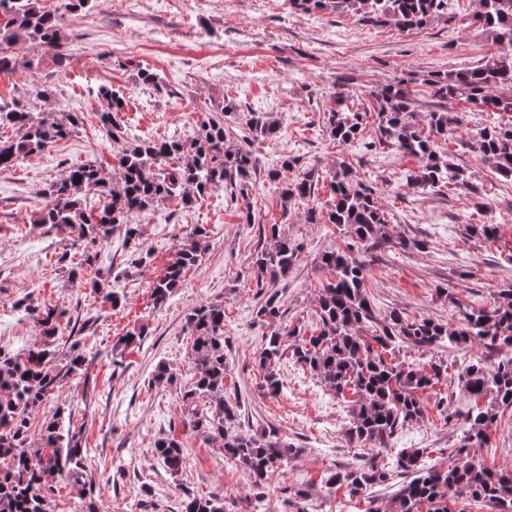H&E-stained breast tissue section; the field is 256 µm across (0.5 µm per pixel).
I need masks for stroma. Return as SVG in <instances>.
<instances>
[{
    "instance_id": "stroma-1",
    "label": "stroma",
    "mask_w": 512,
    "mask_h": 512,
    "mask_svg": "<svg viewBox=\"0 0 512 512\" xmlns=\"http://www.w3.org/2000/svg\"><path fill=\"white\" fill-rule=\"evenodd\" d=\"M477 10L478 0H449L447 13L423 29L408 30L364 25L346 13L292 10L287 0H93L66 17L65 65L39 47L17 49L14 70L0 72V98L33 112L71 110L80 113L82 125L52 150L0 169V348L18 351L40 341L38 327L14 307L27 294L67 308L80 324L73 338L86 356L89 382L66 380L38 416L51 417L60 407L81 429L104 512H181L186 491L222 496L228 512H366V499L324 483L326 473L359 454L346 435L352 400L337 397L295 363L289 335L293 329L310 332L314 325L318 285L327 277L318 256L346 247L350 238L335 225L306 223L302 207L284 203V183L270 180L268 171L294 157L302 168L314 166L329 176L343 160L359 182L373 187L386 213L388 239L365 255L366 287L377 317L396 308L452 326L453 302L486 306L499 291L512 289V182L501 181L477 153L451 139L439 151L452 153L466 168L469 188L424 191L406 182L417 166L414 158L388 147H365L377 136L373 95L394 77L414 76V115L420 123L434 106L424 79L501 53L476 23ZM143 68L156 74L158 87L141 82ZM35 82L52 84L55 97L46 102L30 97L28 87ZM106 89L125 103L116 115L125 136L117 141L104 135L99 120ZM340 89L367 114L362 141L348 146L329 138L323 120L331 94ZM228 96L238 105L224 118L230 143H238L252 113L268 114L280 124L276 136L252 145L258 167L248 205L225 203L221 188L188 208L159 204L134 218L151 253L146 268L125 270L127 247L116 233L94 266L85 267L81 283H71L58 258L65 252L79 256L82 245L66 231L49 233L33 222L46 183L87 163L111 174L130 138H198ZM247 207L255 217L250 224L242 221ZM479 222L498 225L494 240L472 234L471 225ZM198 224L210 229L200 264L186 271L164 306H154L155 280ZM271 224L301 245L295 267L273 286L288 332L277 365L283 388L274 398L260 388L258 354L267 328L256 318L265 295L257 290L253 266L255 252L270 244ZM409 239L424 241V248H403ZM95 280L111 281L119 305L93 292ZM210 302L224 306L225 392L240 393L242 425L272 427L296 448L260 503L245 472L225 458L219 443L182 424L181 394L194 376L186 318ZM139 330L145 333L140 345H121L123 336ZM467 356L445 347L400 351L399 360L414 364L444 361L450 374L424 394V418L394 437L390 450L381 451L382 461L403 448H422L429 465L447 468L462 434L461 413L471 402L455 376ZM114 357L122 360L121 368H112ZM161 363L173 379L152 384ZM441 396L456 411L455 419L435 410ZM163 434L176 435L186 446L185 464L174 475L151 452ZM481 453L489 465L512 467V409L500 412ZM144 485L151 491L147 501L140 494ZM288 488L305 489L306 499L285 497Z\"/></svg>"
}]
</instances>
